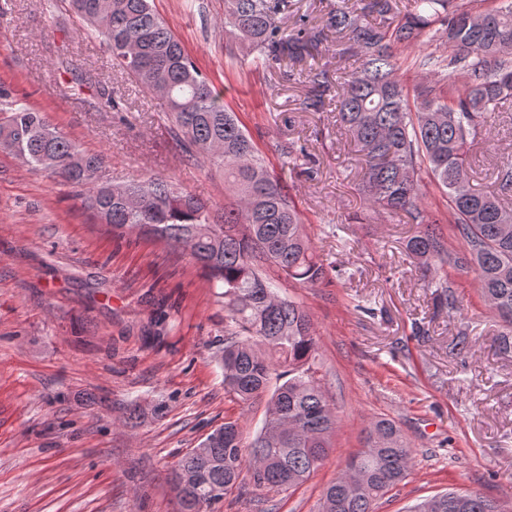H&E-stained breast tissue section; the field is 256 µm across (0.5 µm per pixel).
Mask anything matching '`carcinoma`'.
I'll list each match as a JSON object with an SVG mask.
<instances>
[{
	"label": "carcinoma",
	"instance_id": "carcinoma-1",
	"mask_svg": "<svg viewBox=\"0 0 512 512\" xmlns=\"http://www.w3.org/2000/svg\"><path fill=\"white\" fill-rule=\"evenodd\" d=\"M60 2L81 22L78 34L99 38L112 67L163 101L186 156L219 168L235 203L218 218L207 202L160 177L110 183L102 177L106 156L82 151L2 84L0 149L36 172L85 189L82 206L100 223L184 251L222 289L224 392L242 403L267 398L265 419L247 444L238 423L228 421L174 463L169 479L182 512H215L224 497L245 486L260 495L286 492L320 468L337 420L318 374L314 323L301 304L276 291L266 269L313 286L328 275V266L311 246L292 197L150 0H54L52 6ZM415 2L403 12L397 0H341L321 24L302 14L285 28L288 0H224V37L244 48L255 66L308 64L302 110L323 112L336 101L340 133L364 157L366 201L416 226L405 248L435 280L438 310H457L452 288L438 273L447 266L474 274L480 297L501 322L496 349L509 355L512 207L470 186L469 151L490 115L512 98V2L475 11L456 0ZM439 35L446 50L418 55L413 66L419 82L408 87L397 76L400 49L426 46ZM331 36L336 58L357 63L343 82H333L330 65L316 61ZM282 153L295 168L310 161L292 143ZM423 171L444 192L448 223L464 250H448L435 227L419 190ZM411 463L409 443L397 427L372 422L364 448L325 489L319 512H375ZM409 512L506 510L477 493L451 489Z\"/></svg>",
	"mask_w": 512,
	"mask_h": 512
}]
</instances>
